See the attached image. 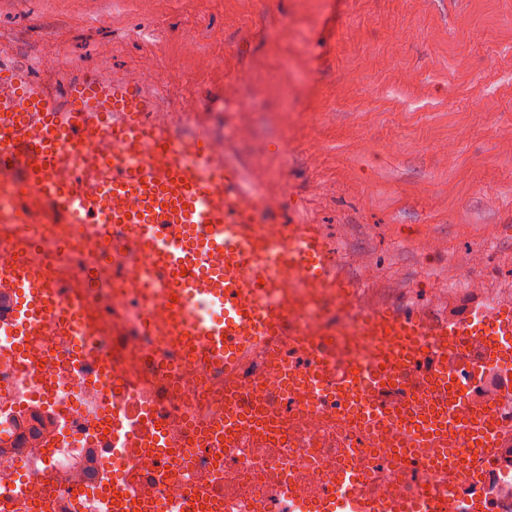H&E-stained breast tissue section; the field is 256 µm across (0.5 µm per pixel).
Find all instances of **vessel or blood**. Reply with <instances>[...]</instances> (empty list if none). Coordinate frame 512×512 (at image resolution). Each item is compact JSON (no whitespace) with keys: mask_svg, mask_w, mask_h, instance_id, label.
<instances>
[{"mask_svg":"<svg viewBox=\"0 0 512 512\" xmlns=\"http://www.w3.org/2000/svg\"><path fill=\"white\" fill-rule=\"evenodd\" d=\"M175 127L141 72L89 75L61 99L1 58L0 196L26 184L25 206L51 204L64 224H110L113 240L144 248L164 282L151 299L166 302L170 335L210 369L232 372L247 349L288 336L312 363L289 385L318 386L326 350L341 353L339 420L402 449L403 463L430 448L429 466L464 472L500 446L504 420L479 400L478 384L490 371L512 376V299L482 292L458 314L365 306L363 282L336 271L321 225L275 223L269 198L241 187L223 143ZM102 142L111 154L97 151ZM62 170L74 183L58 179ZM303 288L335 294L334 337L307 338L295 318ZM16 305L31 334L80 313L21 262L0 273V306ZM360 481L347 482L358 512H435V489L379 499L360 494Z\"/></svg>","mask_w":512,"mask_h":512,"instance_id":"1","label":"vessel or blood"}]
</instances>
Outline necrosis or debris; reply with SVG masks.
Returning <instances> with one entry per match:
<instances>
[{"instance_id": "obj_1", "label": "necrosis or debris", "mask_w": 512, "mask_h": 512, "mask_svg": "<svg viewBox=\"0 0 512 512\" xmlns=\"http://www.w3.org/2000/svg\"><path fill=\"white\" fill-rule=\"evenodd\" d=\"M15 211L10 199H0V270L23 258L45 272L81 298L91 335L72 343L51 319L15 356L9 352L14 336L0 329V441L15 440L17 416L33 403L50 409L59 429L56 447L28 440L20 452L0 453V512H56L61 500L69 512H97L99 504L111 502L115 483L126 481L158 512H193L196 490L211 492L220 512H299L300 499L319 502L341 494L350 469L368 473L363 489L374 494L409 499L438 485L440 512H468L476 497L484 512H512V441L474 460L467 475L400 466L366 446L364 434L346 435L337 424L335 351L325 353L326 377L311 392H284L262 348L245 356L233 374L203 372L173 356L164 304L150 309L152 332L142 330L141 290L154 275L132 247L124 273L114 274L111 225L63 229L50 209L26 213L25 223L17 224ZM160 363L171 386L159 418L172 447L134 441L111 448L105 430L125 427L112 416L113 401L142 399ZM261 381L265 412L289 417V424L258 445L246 427L238 433L239 447H217L211 434L224 422L226 393L236 390L250 401Z\"/></svg>"}]
</instances>
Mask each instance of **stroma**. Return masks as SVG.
<instances>
[{"mask_svg": "<svg viewBox=\"0 0 512 512\" xmlns=\"http://www.w3.org/2000/svg\"><path fill=\"white\" fill-rule=\"evenodd\" d=\"M0 57L56 94L102 67L191 89L245 189L322 225L368 302L512 295V0H0Z\"/></svg>", "mask_w": 512, "mask_h": 512, "instance_id": "1", "label": "stroma"}]
</instances>
